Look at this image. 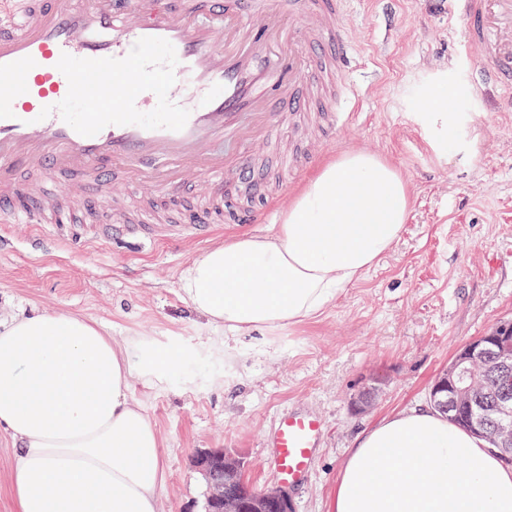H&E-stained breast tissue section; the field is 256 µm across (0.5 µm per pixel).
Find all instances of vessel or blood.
I'll use <instances>...</instances> for the list:
<instances>
[{"instance_id":"obj_1","label":"vessel or blood","mask_w":512,"mask_h":512,"mask_svg":"<svg viewBox=\"0 0 512 512\" xmlns=\"http://www.w3.org/2000/svg\"><path fill=\"white\" fill-rule=\"evenodd\" d=\"M347 0H0V223L94 226L101 241L207 239L224 186L254 185L240 142L273 135L289 113L334 105L356 50ZM464 46L477 48L472 91L512 109V0H448ZM138 190L139 210L98 218L87 194L113 178ZM201 190L207 207L169 224L159 197ZM311 412L274 423L269 466L283 484L308 478L323 435Z\"/></svg>"}]
</instances>
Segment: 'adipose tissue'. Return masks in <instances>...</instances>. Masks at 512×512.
Masks as SVG:
<instances>
[{"instance_id": "ef3b65f1", "label": "adipose tissue", "mask_w": 512, "mask_h": 512, "mask_svg": "<svg viewBox=\"0 0 512 512\" xmlns=\"http://www.w3.org/2000/svg\"><path fill=\"white\" fill-rule=\"evenodd\" d=\"M410 121L439 153L467 147L448 76L415 87ZM408 182L364 149L327 158L294 192L274 235L238 233L195 258L181 293L209 323L245 333L311 318L398 239ZM178 355L118 342L62 312L0 326V428L18 444L16 512H161L160 440L129 392L161 383ZM329 512H512V467L436 409L386 417L347 457Z\"/></svg>"}]
</instances>
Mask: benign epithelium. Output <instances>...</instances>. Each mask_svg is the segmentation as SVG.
Wrapping results in <instances>:
<instances>
[{
    "label": "benign epithelium",
    "mask_w": 512,
    "mask_h": 512,
    "mask_svg": "<svg viewBox=\"0 0 512 512\" xmlns=\"http://www.w3.org/2000/svg\"><path fill=\"white\" fill-rule=\"evenodd\" d=\"M494 365L504 376L512 373V323H502L465 345L449 362L429 391L430 402L452 418L466 409L468 425L512 462V395L500 391L491 405L478 403L473 391L480 380L479 367ZM209 489L214 512H293L289 494L280 487L259 490L243 498L238 486L244 481L242 460L226 450H201L193 460Z\"/></svg>",
    "instance_id": "7a95c632"
}]
</instances>
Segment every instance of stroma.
Returning <instances> with one entry per match:
<instances>
[{"label":"stroma","mask_w":512,"mask_h":512,"mask_svg":"<svg viewBox=\"0 0 512 512\" xmlns=\"http://www.w3.org/2000/svg\"><path fill=\"white\" fill-rule=\"evenodd\" d=\"M368 61L351 82L358 100L307 112L270 140L245 136L263 176L249 232L270 235L293 191L327 157L360 147L407 177L411 213L392 250L312 318L233 334L209 324L179 293L204 243L73 240L49 224L0 223V318L44 310L96 320L113 338H147L181 353L156 386L135 375L130 393L160 437L167 479L162 512H204L195 451L224 448L247 463L255 489L278 486L267 435L279 411L321 418L313 473L291 489L294 512H329L342 465L382 418L428 407V390L455 354L512 322V112L471 95L448 0H350L342 19ZM448 73V108L466 120L468 150L441 156L408 120L410 89ZM374 405L357 410L364 388Z\"/></svg>","instance_id":"stroma-1"}]
</instances>
